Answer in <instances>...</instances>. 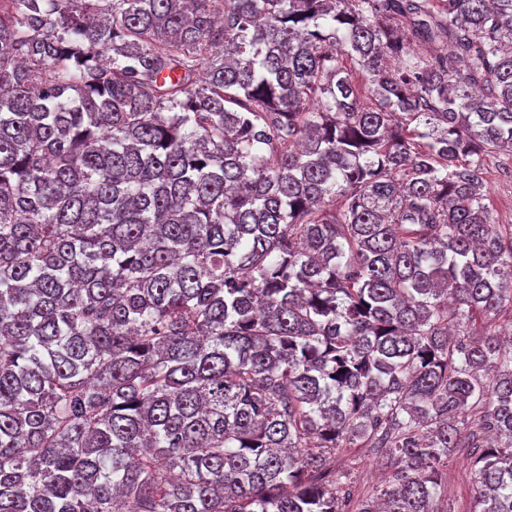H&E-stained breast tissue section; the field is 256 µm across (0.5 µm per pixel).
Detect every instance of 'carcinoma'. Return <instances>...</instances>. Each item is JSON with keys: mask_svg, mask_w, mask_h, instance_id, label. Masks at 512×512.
I'll use <instances>...</instances> for the list:
<instances>
[{"mask_svg": "<svg viewBox=\"0 0 512 512\" xmlns=\"http://www.w3.org/2000/svg\"><path fill=\"white\" fill-rule=\"evenodd\" d=\"M500 151L512 0H0V512H512ZM512 158L506 153L494 155L487 159V200L485 201L492 210L493 218L500 224H508L512 221V183L505 180L499 172L501 165H511ZM350 468L361 496H368L380 484L385 471L376 467L374 458L363 448H341L336 451V467ZM473 476L467 456L460 452L448 462V493L438 508H448L451 512H471L473 496ZM448 504V505H447Z\"/></svg>", "mask_w": 512, "mask_h": 512, "instance_id": "1", "label": "carcinoma"}]
</instances>
